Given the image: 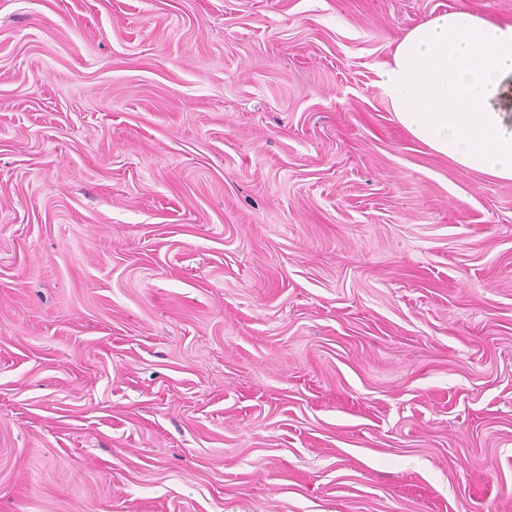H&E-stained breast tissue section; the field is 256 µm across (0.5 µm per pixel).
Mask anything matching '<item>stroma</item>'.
Segmentation results:
<instances>
[{"label":"stroma","mask_w":512,"mask_h":512,"mask_svg":"<svg viewBox=\"0 0 512 512\" xmlns=\"http://www.w3.org/2000/svg\"><path fill=\"white\" fill-rule=\"evenodd\" d=\"M512 0H0V512H512V181L397 122Z\"/></svg>","instance_id":"obj_1"}]
</instances>
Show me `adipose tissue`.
Instances as JSON below:
<instances>
[{
  "instance_id": "ef3b65f1",
  "label": "adipose tissue",
  "mask_w": 512,
  "mask_h": 512,
  "mask_svg": "<svg viewBox=\"0 0 512 512\" xmlns=\"http://www.w3.org/2000/svg\"><path fill=\"white\" fill-rule=\"evenodd\" d=\"M398 123L457 166L512 181V23L443 13L396 42L379 72Z\"/></svg>"
}]
</instances>
